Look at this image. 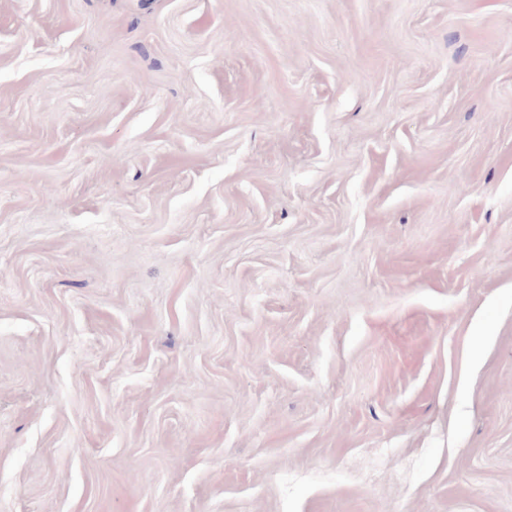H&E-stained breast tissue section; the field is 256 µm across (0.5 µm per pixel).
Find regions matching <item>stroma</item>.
<instances>
[{
	"instance_id": "1",
	"label": "stroma",
	"mask_w": 512,
	"mask_h": 512,
	"mask_svg": "<svg viewBox=\"0 0 512 512\" xmlns=\"http://www.w3.org/2000/svg\"><path fill=\"white\" fill-rule=\"evenodd\" d=\"M0 512H512V0H0Z\"/></svg>"
}]
</instances>
